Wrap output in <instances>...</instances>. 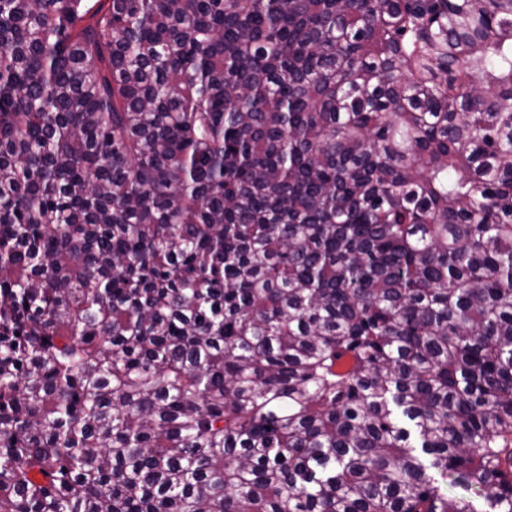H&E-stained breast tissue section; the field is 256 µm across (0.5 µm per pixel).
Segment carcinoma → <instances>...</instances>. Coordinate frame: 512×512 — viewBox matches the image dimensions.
<instances>
[{"label": "carcinoma", "mask_w": 512, "mask_h": 512, "mask_svg": "<svg viewBox=\"0 0 512 512\" xmlns=\"http://www.w3.org/2000/svg\"><path fill=\"white\" fill-rule=\"evenodd\" d=\"M0 512H512V0H0Z\"/></svg>", "instance_id": "obj_1"}]
</instances>
